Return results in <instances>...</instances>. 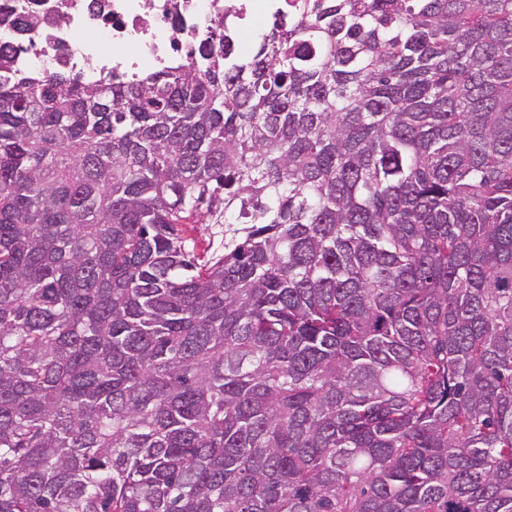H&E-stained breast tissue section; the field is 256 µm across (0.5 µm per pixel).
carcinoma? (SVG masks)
I'll return each instance as SVG.
<instances>
[{
	"label": "carcinoma",
	"instance_id": "carcinoma-1",
	"mask_svg": "<svg viewBox=\"0 0 512 512\" xmlns=\"http://www.w3.org/2000/svg\"><path fill=\"white\" fill-rule=\"evenodd\" d=\"M233 41L0 56V512H512V0ZM222 224H184L181 235L191 254L200 260H207L224 253V226Z\"/></svg>",
	"mask_w": 512,
	"mask_h": 512
}]
</instances>
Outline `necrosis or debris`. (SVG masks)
I'll return each instance as SVG.
<instances>
[{"label":"necrosis or debris","instance_id":"obj_1","mask_svg":"<svg viewBox=\"0 0 512 512\" xmlns=\"http://www.w3.org/2000/svg\"><path fill=\"white\" fill-rule=\"evenodd\" d=\"M304 0H0V47L13 69H64L88 82L196 63L227 21L299 15Z\"/></svg>","mask_w":512,"mask_h":512}]
</instances>
